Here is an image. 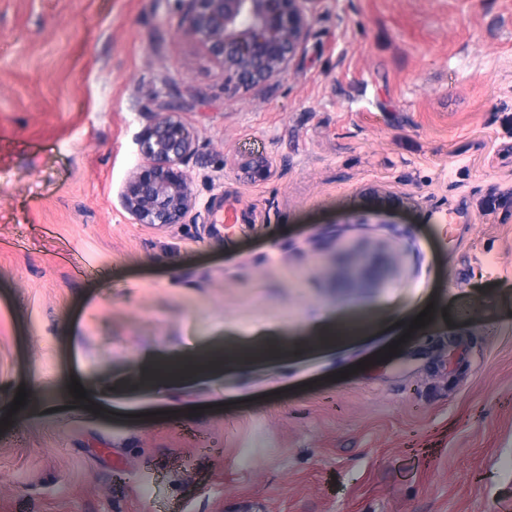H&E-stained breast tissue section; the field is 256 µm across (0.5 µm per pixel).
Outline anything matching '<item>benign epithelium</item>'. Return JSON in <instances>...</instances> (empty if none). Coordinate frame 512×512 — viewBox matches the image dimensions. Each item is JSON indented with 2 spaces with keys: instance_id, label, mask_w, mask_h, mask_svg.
<instances>
[{
  "instance_id": "7a95c632",
  "label": "benign epithelium",
  "mask_w": 512,
  "mask_h": 512,
  "mask_svg": "<svg viewBox=\"0 0 512 512\" xmlns=\"http://www.w3.org/2000/svg\"><path fill=\"white\" fill-rule=\"evenodd\" d=\"M185 29L205 56L224 68L232 90L267 82L290 69L309 35L317 0H185ZM144 162L125 181L122 207L141 224H181L195 208L186 164L191 130L169 108L139 137Z\"/></svg>"
}]
</instances>
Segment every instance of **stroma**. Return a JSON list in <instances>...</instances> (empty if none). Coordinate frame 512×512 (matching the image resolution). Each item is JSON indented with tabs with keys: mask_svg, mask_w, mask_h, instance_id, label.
<instances>
[{
	"mask_svg": "<svg viewBox=\"0 0 512 512\" xmlns=\"http://www.w3.org/2000/svg\"><path fill=\"white\" fill-rule=\"evenodd\" d=\"M184 11L0 0V403L37 388L0 512H512V0H317L292 68L233 94ZM165 105L194 216L141 224L119 192ZM192 355L193 351L189 349L179 353L178 356L182 358L181 366L183 371L181 374L175 377L166 376L164 374L163 370L168 365H165L161 359H158L155 356H148L147 361L151 366V383H154L156 387L165 388L167 385H169L170 381L195 374L199 370L198 367L200 364L198 359Z\"/></svg>",
	"mask_w": 512,
	"mask_h": 512,
	"instance_id": "obj_1",
	"label": "stroma"
}]
</instances>
